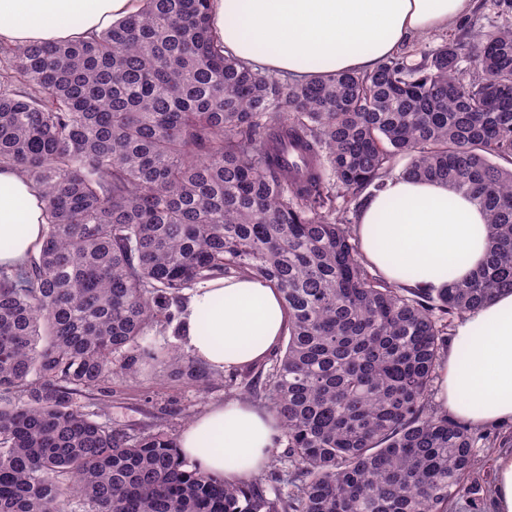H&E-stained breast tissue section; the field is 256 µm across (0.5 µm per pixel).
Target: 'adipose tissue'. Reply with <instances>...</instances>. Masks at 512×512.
Wrapping results in <instances>:
<instances>
[{
  "instance_id": "ef3b65f1",
  "label": "adipose tissue",
  "mask_w": 512,
  "mask_h": 512,
  "mask_svg": "<svg viewBox=\"0 0 512 512\" xmlns=\"http://www.w3.org/2000/svg\"><path fill=\"white\" fill-rule=\"evenodd\" d=\"M471 0H210L222 53L267 74L306 81L364 72L405 41L443 32ZM140 9V0H0V44L80 40ZM44 204L29 177L0 169V266L37 253ZM368 265L392 285L432 291L469 278L488 248V217L448 186L396 176L363 203L354 226ZM186 351L213 372L267 358L288 330L281 294L259 276L219 277L192 288L179 317ZM437 401L474 428L512 425V291L461 315L437 367ZM281 433L267 409L240 400L210 406L180 432L182 459L234 484L259 475Z\"/></svg>"
}]
</instances>
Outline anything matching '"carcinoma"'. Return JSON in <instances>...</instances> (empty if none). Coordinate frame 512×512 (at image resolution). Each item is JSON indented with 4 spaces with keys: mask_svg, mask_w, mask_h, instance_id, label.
I'll return each mask as SVG.
<instances>
[{
    "mask_svg": "<svg viewBox=\"0 0 512 512\" xmlns=\"http://www.w3.org/2000/svg\"><path fill=\"white\" fill-rule=\"evenodd\" d=\"M208 3L141 0L87 39L0 50V166L45 202L39 252L0 268V512H452L477 436L429 396L447 319L512 289V22L285 84L220 53ZM396 174L486 211L469 279L369 271L350 205ZM231 274L288 312L264 388L285 487L203 475L174 433L102 406L148 360L205 390L215 373L149 333Z\"/></svg>",
    "mask_w": 512,
    "mask_h": 512,
    "instance_id": "carcinoma-1",
    "label": "carcinoma"
}]
</instances>
